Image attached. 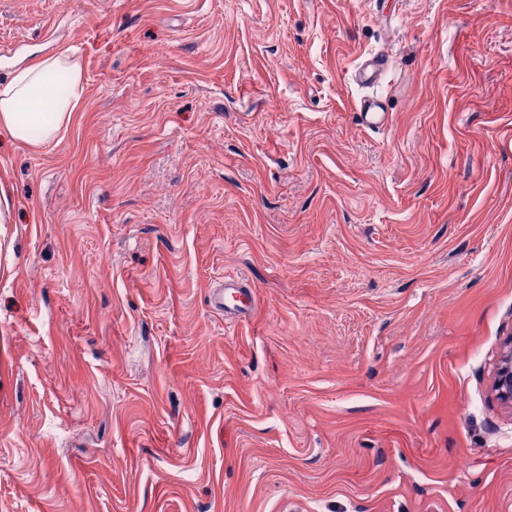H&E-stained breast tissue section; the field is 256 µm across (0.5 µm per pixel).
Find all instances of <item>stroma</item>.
I'll list each match as a JSON object with an SVG mask.
<instances>
[{"label": "stroma", "mask_w": 512, "mask_h": 512, "mask_svg": "<svg viewBox=\"0 0 512 512\" xmlns=\"http://www.w3.org/2000/svg\"><path fill=\"white\" fill-rule=\"evenodd\" d=\"M60 54L71 124L0 133V512H512V0H0V86ZM392 66L390 57L383 53L369 54L359 63L355 72L357 81L365 87L376 85ZM357 115L360 124L370 130L385 129L388 124V113L382 101L374 96H366L359 100ZM235 277H224V285L215 288L209 297L210 305L216 311L224 313V317L234 322L245 321L251 318L257 308V296ZM230 297L232 302H226ZM494 389L503 402L512 406V337L500 358L494 379Z\"/></svg>", "instance_id": "35a3bbf8"}]
</instances>
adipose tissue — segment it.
Wrapping results in <instances>:
<instances>
[{
    "mask_svg": "<svg viewBox=\"0 0 512 512\" xmlns=\"http://www.w3.org/2000/svg\"><path fill=\"white\" fill-rule=\"evenodd\" d=\"M59 78L68 85L67 95L52 91ZM83 94V75L76 61L62 55L38 60L17 70L0 87V128L24 143L53 140L70 124Z\"/></svg>",
    "mask_w": 512,
    "mask_h": 512,
    "instance_id": "obj_1",
    "label": "adipose tissue"
}]
</instances>
